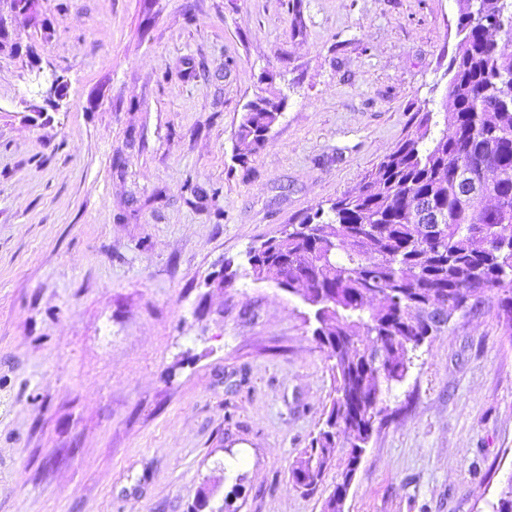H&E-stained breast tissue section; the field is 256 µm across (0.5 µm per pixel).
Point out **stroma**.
I'll list each match as a JSON object with an SVG mask.
<instances>
[{"instance_id": "stroma-1", "label": "stroma", "mask_w": 512, "mask_h": 512, "mask_svg": "<svg viewBox=\"0 0 512 512\" xmlns=\"http://www.w3.org/2000/svg\"><path fill=\"white\" fill-rule=\"evenodd\" d=\"M456 0H0V512H323L335 395L303 299L224 262L351 189L441 100ZM61 96L47 98L52 81ZM286 107L234 160L244 105ZM343 512H491L512 336L421 347Z\"/></svg>"}]
</instances>
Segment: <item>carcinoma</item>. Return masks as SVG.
<instances>
[{
	"label": "carcinoma",
	"mask_w": 512,
	"mask_h": 512,
	"mask_svg": "<svg viewBox=\"0 0 512 512\" xmlns=\"http://www.w3.org/2000/svg\"><path fill=\"white\" fill-rule=\"evenodd\" d=\"M461 49L437 111L328 208L247 251L256 280L286 284L314 310L335 393L292 469L312 489L342 454L323 512H342L355 476L413 356L460 312L492 304L512 336V0H457ZM284 101H249L234 159L247 163ZM492 512H512V482Z\"/></svg>",
	"instance_id": "carcinoma-1"
}]
</instances>
